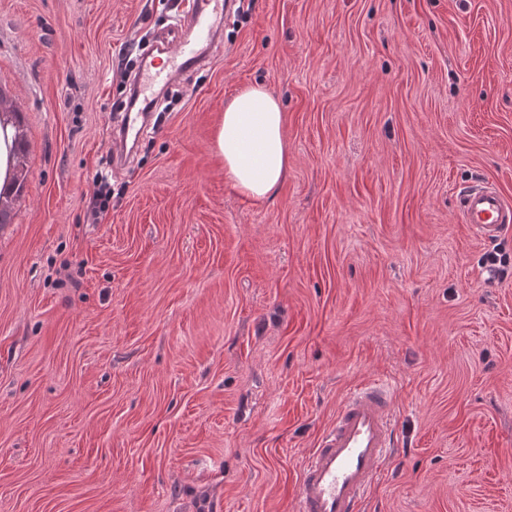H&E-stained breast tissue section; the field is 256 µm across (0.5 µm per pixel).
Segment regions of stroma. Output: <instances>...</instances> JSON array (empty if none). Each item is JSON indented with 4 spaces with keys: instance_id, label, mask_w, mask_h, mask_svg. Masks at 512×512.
<instances>
[{
    "instance_id": "1",
    "label": "stroma",
    "mask_w": 512,
    "mask_h": 512,
    "mask_svg": "<svg viewBox=\"0 0 512 512\" xmlns=\"http://www.w3.org/2000/svg\"><path fill=\"white\" fill-rule=\"evenodd\" d=\"M168 0H0L26 189L0 227V512H295L347 394L401 446L366 512H512V0H254L112 166L119 71ZM263 85L288 174L255 201L214 147ZM112 201L89 202L100 177ZM458 211L473 234L487 241L499 238L512 224V204L488 184L460 191Z\"/></svg>"
}]
</instances>
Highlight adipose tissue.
Masks as SVG:
<instances>
[{
  "mask_svg": "<svg viewBox=\"0 0 512 512\" xmlns=\"http://www.w3.org/2000/svg\"><path fill=\"white\" fill-rule=\"evenodd\" d=\"M284 124L279 102L260 86L241 89L225 106L215 146L227 180L240 193L261 200L285 178Z\"/></svg>",
  "mask_w": 512,
  "mask_h": 512,
  "instance_id": "obj_1",
  "label": "adipose tissue"
}]
</instances>
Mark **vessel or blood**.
Listing matches in <instances>:
<instances>
[{"label":"vessel or blood","mask_w":512,"mask_h":512,"mask_svg":"<svg viewBox=\"0 0 512 512\" xmlns=\"http://www.w3.org/2000/svg\"><path fill=\"white\" fill-rule=\"evenodd\" d=\"M223 5L224 0H190L186 38L163 47L161 54L142 59L135 79L140 107L123 113L113 135L114 165L123 164L143 136L156 89L204 64L207 55L199 47L214 45L212 17ZM458 211L473 234L487 241L496 240L512 226V202L488 184L460 191ZM398 446L390 389L377 380L360 384L344 399L334 421L304 460L297 512H364L368 491Z\"/></svg>","instance_id":"b4317fda"}]
</instances>
